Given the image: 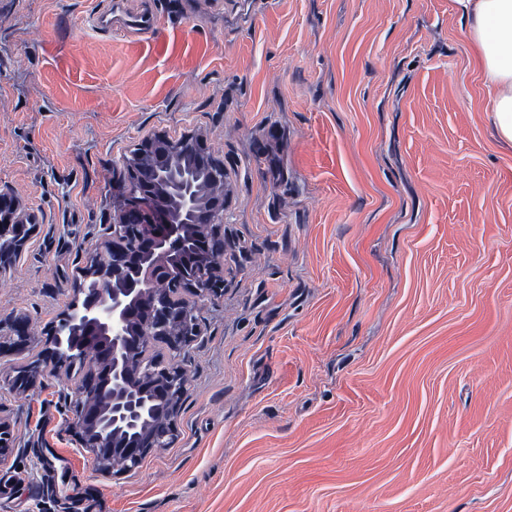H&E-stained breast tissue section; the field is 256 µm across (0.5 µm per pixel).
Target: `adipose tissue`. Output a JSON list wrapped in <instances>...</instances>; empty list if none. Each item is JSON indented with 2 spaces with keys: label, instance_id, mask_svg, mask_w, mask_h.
<instances>
[{
  "label": "adipose tissue",
  "instance_id": "obj_1",
  "mask_svg": "<svg viewBox=\"0 0 512 512\" xmlns=\"http://www.w3.org/2000/svg\"><path fill=\"white\" fill-rule=\"evenodd\" d=\"M454 5L468 23L483 82L493 92L495 133L512 142V0H454Z\"/></svg>",
  "mask_w": 512,
  "mask_h": 512
}]
</instances>
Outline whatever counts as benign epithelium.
I'll use <instances>...</instances> for the list:
<instances>
[{
  "label": "benign epithelium",
  "instance_id": "obj_1",
  "mask_svg": "<svg viewBox=\"0 0 512 512\" xmlns=\"http://www.w3.org/2000/svg\"><path fill=\"white\" fill-rule=\"evenodd\" d=\"M186 153L209 169L205 185L174 162ZM123 170L128 202L74 281L75 301L48 330L39 355L43 373L67 362L85 367L73 428L102 475L129 472L173 441L188 385L181 356L198 329L193 298L224 288V249H210L224 227V164L195 136L151 137ZM0 211L1 273L22 254L36 224L12 193L0 194ZM131 256L138 258L137 280L120 283ZM4 335L11 342L0 344V355L27 341L29 325L16 318L0 325ZM152 342L168 350V360L145 351ZM10 448V424L0 417V464Z\"/></svg>",
  "mask_w": 512,
  "mask_h": 512
}]
</instances>
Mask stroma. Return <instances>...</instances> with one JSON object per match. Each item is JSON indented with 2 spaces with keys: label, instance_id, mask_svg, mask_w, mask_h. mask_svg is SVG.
Listing matches in <instances>:
<instances>
[{
  "label": "stroma",
  "instance_id": "1",
  "mask_svg": "<svg viewBox=\"0 0 512 512\" xmlns=\"http://www.w3.org/2000/svg\"><path fill=\"white\" fill-rule=\"evenodd\" d=\"M0 0V191L39 222L0 274V512H512V144L453 0ZM224 164L172 445L99 474L81 375L23 390L142 140ZM2 336H8V340L11 339L12 342L5 345V342L1 341ZM29 336H31L29 325L23 319L15 318L12 320L5 332L4 326H2L0 322V355L9 352L16 346L24 344Z\"/></svg>",
  "mask_w": 512,
  "mask_h": 512
}]
</instances>
